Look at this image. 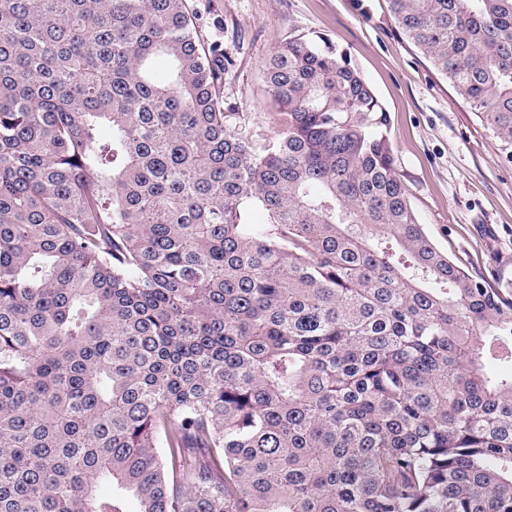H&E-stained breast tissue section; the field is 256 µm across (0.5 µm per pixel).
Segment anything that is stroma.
<instances>
[{"label": "stroma", "instance_id": "1", "mask_svg": "<svg viewBox=\"0 0 512 512\" xmlns=\"http://www.w3.org/2000/svg\"><path fill=\"white\" fill-rule=\"evenodd\" d=\"M199 40L224 49L237 136L278 139L264 64L291 38L346 50L387 111L397 176L438 248L472 275L512 280V158L447 77L406 38L388 0H188Z\"/></svg>", "mask_w": 512, "mask_h": 512}]
</instances>
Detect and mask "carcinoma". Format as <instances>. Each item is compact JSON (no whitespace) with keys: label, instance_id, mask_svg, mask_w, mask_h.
Masks as SVG:
<instances>
[{"label":"carcinoma","instance_id":"cac0c4a2","mask_svg":"<svg viewBox=\"0 0 512 512\" xmlns=\"http://www.w3.org/2000/svg\"><path fill=\"white\" fill-rule=\"evenodd\" d=\"M390 8L512 158V0ZM264 77L257 150L187 0H0V512H512V282L435 245L346 51Z\"/></svg>","mask_w":512,"mask_h":512}]
</instances>
